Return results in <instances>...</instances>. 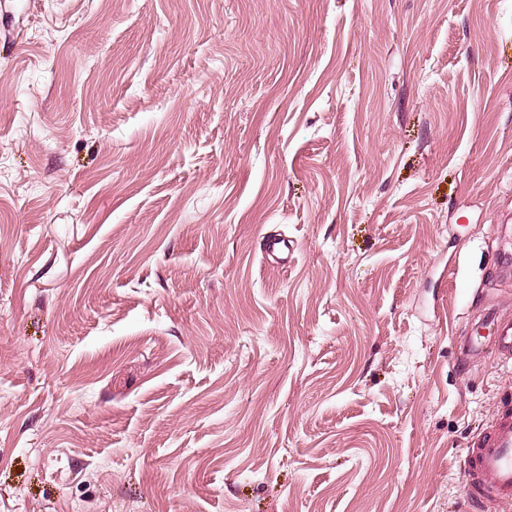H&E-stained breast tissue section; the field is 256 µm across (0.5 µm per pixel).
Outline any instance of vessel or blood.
Masks as SVG:
<instances>
[{"mask_svg":"<svg viewBox=\"0 0 512 512\" xmlns=\"http://www.w3.org/2000/svg\"><path fill=\"white\" fill-rule=\"evenodd\" d=\"M479 326L490 330L491 343L466 332L458 339L460 361H470L489 346L498 357L512 360V318L489 307L481 314ZM463 473L470 503L487 512H512V400L502 399L483 431L471 441Z\"/></svg>","mask_w":512,"mask_h":512,"instance_id":"b4317fda","label":"vessel or blood"}]
</instances>
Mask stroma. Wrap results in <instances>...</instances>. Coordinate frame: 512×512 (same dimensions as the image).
Listing matches in <instances>:
<instances>
[{"mask_svg": "<svg viewBox=\"0 0 512 512\" xmlns=\"http://www.w3.org/2000/svg\"><path fill=\"white\" fill-rule=\"evenodd\" d=\"M508 214L512 0H0V512H470ZM481 337L474 335L473 327L463 336H459L458 355L461 362H469L473 356L484 352L486 343L480 339Z\"/></svg>", "mask_w": 512, "mask_h": 512, "instance_id": "obj_1", "label": "stroma"}]
</instances>
